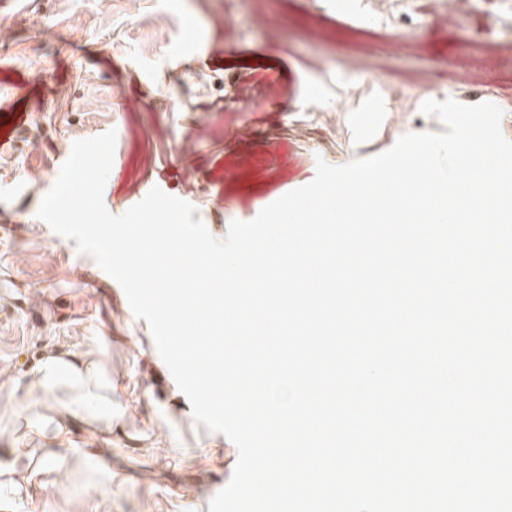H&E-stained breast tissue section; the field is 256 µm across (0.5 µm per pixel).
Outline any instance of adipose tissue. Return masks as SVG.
<instances>
[{
	"label": "adipose tissue",
	"instance_id": "1",
	"mask_svg": "<svg viewBox=\"0 0 512 512\" xmlns=\"http://www.w3.org/2000/svg\"><path fill=\"white\" fill-rule=\"evenodd\" d=\"M34 377L46 397L44 409L55 428L46 446L15 449L9 470L13 485L26 481L32 467L67 466L76 451L73 428L92 427L101 433L112 430V380L95 352L73 350L45 356Z\"/></svg>",
	"mask_w": 512,
	"mask_h": 512
}]
</instances>
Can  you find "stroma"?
Wrapping results in <instances>:
<instances>
[{
	"mask_svg": "<svg viewBox=\"0 0 512 512\" xmlns=\"http://www.w3.org/2000/svg\"><path fill=\"white\" fill-rule=\"evenodd\" d=\"M378 10L376 0H239L230 28L224 0H11L0 11V129L11 134L0 149V373L12 378L0 387V468L15 448L43 443L23 439L15 413L41 402L31 377L46 354L96 348L119 413L111 436L74 431L82 457L71 472L37 469L21 490L0 486L9 512H209L238 458L196 424L119 283L38 218L75 141L116 130L111 213L157 187L221 239L232 220L310 183L317 159L342 165L409 132H444L417 111L421 71L458 102L489 95L512 139V48L491 47L512 20L427 41L429 17L396 38L365 28ZM158 14L171 22L156 30ZM313 55L334 68L309 77ZM105 451L108 479L97 466Z\"/></svg>",
	"mask_w": 512,
	"mask_h": 512,
	"instance_id": "35a3bbf8",
	"label": "stroma"
}]
</instances>
